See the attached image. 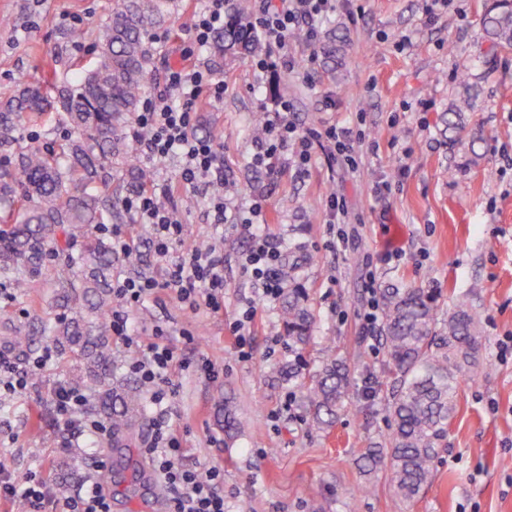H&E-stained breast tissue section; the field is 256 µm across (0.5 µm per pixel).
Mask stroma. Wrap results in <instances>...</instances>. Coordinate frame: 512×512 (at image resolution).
Here are the masks:
<instances>
[{
    "mask_svg": "<svg viewBox=\"0 0 512 512\" xmlns=\"http://www.w3.org/2000/svg\"><path fill=\"white\" fill-rule=\"evenodd\" d=\"M490 0H448L427 13V0H338L314 49L289 41L297 57L315 52L308 69L257 74L254 56L224 66V97L201 105L198 133L224 148L225 193L240 205L263 195L271 232L285 243L287 262L303 265L314 326L302 372L315 373L325 346L351 368L353 406L328 431L317 429L300 403L285 407L292 389L279 377L288 360L281 302L260 300L242 269L249 240L235 226L208 224L205 202H182L184 248L205 238L224 248V310L182 309L174 300L131 315L132 344L112 339L113 381L129 382V361L155 328L189 361L176 368L169 416L182 434V462L224 469L226 512H512V49L490 52L482 17ZM110 0H0V100L19 77L40 81L45 60L59 58L60 80L79 78L90 61L96 24ZM198 0H179L157 41L152 70L182 62L186 30ZM467 74L460 85L459 74ZM473 105L456 140L439 117L466 87ZM331 99L324 107L323 99ZM288 101L298 128L333 124L349 129L358 168L315 150L304 171L279 156L275 172L253 163L256 120ZM346 202L345 248L329 246L326 200ZM137 259L118 274L162 277L167 266L147 245L140 224L129 227ZM376 287L406 285L440 303L467 296L482 319L474 382L461 385L435 479L416 500L397 501L385 467L365 472L359 459L391 431L385 409L384 353L364 312ZM250 357L241 359L231 327L249 304ZM195 332L186 341L183 329ZM29 336L32 356L53 346L28 298L0 296V349L8 330ZM220 371L207 379L196 363ZM80 366L56 353L27 393L0 399V458L15 474L49 472L57 499L82 494L97 461H110L108 440L59 428L50 394ZM232 406L247 427L224 433ZM150 464L130 449L107 484L112 512H167L143 500L141 477Z\"/></svg>",
    "mask_w": 512,
    "mask_h": 512,
    "instance_id": "35a3bbf8",
    "label": "stroma"
}]
</instances>
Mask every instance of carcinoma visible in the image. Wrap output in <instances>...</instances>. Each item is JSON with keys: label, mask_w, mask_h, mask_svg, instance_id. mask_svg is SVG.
Listing matches in <instances>:
<instances>
[{"label": "carcinoma", "mask_w": 512, "mask_h": 512, "mask_svg": "<svg viewBox=\"0 0 512 512\" xmlns=\"http://www.w3.org/2000/svg\"><path fill=\"white\" fill-rule=\"evenodd\" d=\"M177 7L176 0H112L95 31L93 62L83 77L60 83L50 94L21 76L16 91L0 101V148L13 156L11 180L0 182V280L27 297L28 274L36 273L49 307L72 313L55 321L50 332L61 349L80 358L82 369L72 377L76 384L101 378L112 364L103 316L112 304L111 282L119 261L95 227L112 215V171H121L130 185L152 179L129 130L153 66L157 34ZM483 29L493 48L512 49V0H495L484 14ZM259 48L248 4L238 0L224 31L207 48L209 59L220 72L224 61ZM471 100L466 95L440 116L442 131L457 132ZM54 111L63 114L73 135L46 145L24 143L25 126ZM49 251L63 254L65 262L46 266ZM298 277L299 267L288 268L282 321L292 360L280 374L299 382L312 422L326 431L348 408L350 368L330 349L321 369L301 379L313 315ZM380 303L392 429L386 447L367 454L365 466L385 465L396 496L410 502L432 482L461 380L478 359L481 324L463 296L444 310L421 288L393 286L381 290ZM140 407L134 384L99 395L94 412L111 426L112 447H131ZM241 429L233 408L224 407V433L232 436Z\"/></svg>", "instance_id": "cac0c4a2"}]
</instances>
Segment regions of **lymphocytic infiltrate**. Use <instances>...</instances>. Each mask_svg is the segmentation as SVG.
Wrapping results in <instances>:
<instances>
[{"instance_id":"1","label":"lymphocytic infiltrate","mask_w":512,"mask_h":512,"mask_svg":"<svg viewBox=\"0 0 512 512\" xmlns=\"http://www.w3.org/2000/svg\"><path fill=\"white\" fill-rule=\"evenodd\" d=\"M253 2V25L278 52L276 58L257 61V68L263 72L276 62L286 69H295L298 61L288 51L289 35L303 30L307 43L315 44L321 24L336 10V0ZM223 96V81L215 79L205 67L180 63L166 68L159 86L144 100L135 116L134 134L143 160L161 163L174 158L179 163L178 170L174 179L165 184L152 183L132 191L122 199L121 207L134 223L147 227L154 253L168 257L184 237L179 206L183 193L193 191L203 195L209 223L240 225L250 239L243 271L258 286L261 298L272 301L288 283L282 263L283 244L267 231L269 214L262 201H252L243 210L221 193V186L227 182L224 150L212 138L196 132L201 102ZM288 110V104H281L279 111L267 118L264 135L258 141V162L274 158L294 141L298 144L295 164H307L312 149L326 144L341 153L349 167H357L348 130L329 125L300 131L289 122ZM112 295L115 303L110 328L113 335L125 340L130 337L131 311L150 302L172 298L191 310L204 306L219 312L224 307V252L217 245L189 250L170 260L163 278L143 274L113 281ZM51 358V349H44L30 361L28 368L22 369L12 357L0 352V393L11 395L31 388L36 371ZM185 364V359L164 341L162 331L158 330L142 346L130 369L150 391L153 402L161 406L175 394L170 377L172 369ZM88 403L85 390L66 383L58 384L51 396L57 418L64 425H80L100 439L109 436L110 426L89 415ZM180 450L179 427L165 414H158L152 444L146 453L168 491L169 512H225L224 496L218 491L224 482L223 470L213 466L202 472L186 467L180 459ZM12 499L22 500L25 512H48L51 500L48 477L41 474L19 478L0 461V502Z\"/></svg>"}]
</instances>
